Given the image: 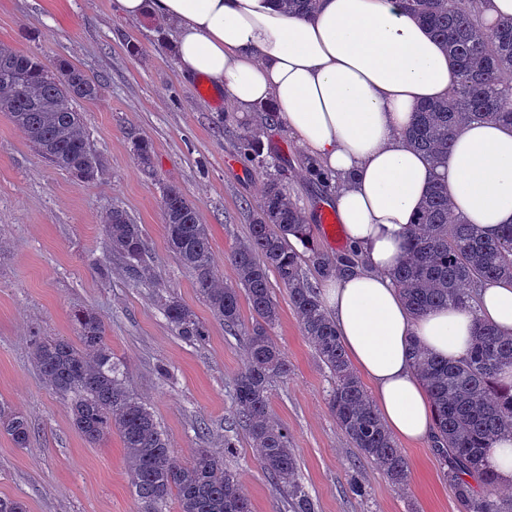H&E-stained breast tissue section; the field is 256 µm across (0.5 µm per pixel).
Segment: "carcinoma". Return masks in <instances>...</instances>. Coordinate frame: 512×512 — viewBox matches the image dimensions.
<instances>
[{
    "label": "carcinoma",
    "instance_id": "1",
    "mask_svg": "<svg viewBox=\"0 0 512 512\" xmlns=\"http://www.w3.org/2000/svg\"><path fill=\"white\" fill-rule=\"evenodd\" d=\"M278 4L285 14L296 16L315 8V0ZM405 7L440 41L461 76L460 87L448 99L424 103L414 112L404 131L410 145L441 161L447 159L453 138L466 121L489 119L511 126L512 104L502 97V90L512 83V19L484 29L478 20L479 0H405ZM102 91L100 80L66 60L49 71L38 58L0 45V111L10 114L45 159L81 182L97 178L100 161L72 102L96 100ZM237 149L251 165L268 166L260 130H244ZM132 153L143 168L152 167L148 142L133 141ZM162 216L171 249L193 274L213 317L239 335L246 359L233 382L231 421L245 428L261 469L286 493L289 512L318 510L299 479L288 428L269 410L273 384L288 378L289 371L270 334L279 320L271 273L288 292L303 334L330 373L328 407L340 430L360 458L374 464L394 486L406 489L408 461L352 368L319 288L307 272L314 265L328 277L338 264L352 262L355 254L329 259L314 250L308 257L298 252L291 239L309 245L311 227L278 177L266 183L247 240L230 253L231 282L215 267L208 225L200 222L196 205L180 187H163ZM104 230L110 249L123 259L135 281L157 287L149 277L143 229L124 207L109 208ZM392 278L414 315L448 304L467 307L476 283L512 279V224L504 225L495 238L479 236L474 225L450 216L448 190L435 184L423 201L418 223L411 225L406 254ZM243 295L253 312L248 324L241 315ZM160 303L176 336L189 344L205 340L208 329L189 307L172 295L160 297ZM72 321L75 342L32 337L35 367L50 389L67 400L71 422L89 444L119 434L142 512H161L171 498L179 512H252L239 474L224 463L237 447L235 439L224 437L222 453L199 448L189 461L177 458L151 408L126 386L101 316L79 308ZM412 359L436 415L432 452L462 512H512V498L496 494L497 477L482 466L484 450L499 436L512 434V384L500 378L504 369L512 368V336L479 323L464 359L448 362L417 346ZM32 433L22 412L0 402V434L15 447L26 448Z\"/></svg>",
    "mask_w": 512,
    "mask_h": 512
}]
</instances>
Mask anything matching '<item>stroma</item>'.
Returning a JSON list of instances; mask_svg holds the SVG:
<instances>
[{
	"instance_id": "1",
	"label": "stroma",
	"mask_w": 512,
	"mask_h": 512,
	"mask_svg": "<svg viewBox=\"0 0 512 512\" xmlns=\"http://www.w3.org/2000/svg\"><path fill=\"white\" fill-rule=\"evenodd\" d=\"M0 44L34 55L49 68L67 60L104 83L101 97L75 102L102 170L85 183L52 167L0 112V401L27 415L28 447L0 435V497L22 499L28 512H138L123 443L112 435L88 444L74 429L64 398L41 379L31 356L33 336L75 339L71 313L90 308L104 320L107 342L124 367L129 390L154 412L175 454L237 447L227 456L253 512H285V498L261 470L242 429H230L233 381L243 366L237 337L215 320L171 250L162 218V187L180 186L207 224L215 264L232 279L228 257L249 230V205L258 204L268 171L246 163L236 147L244 128H262L261 111L242 112L230 101L212 105L197 82L183 78L168 25L146 15L131 20L115 0H0ZM264 155L275 158L286 188L312 226L322 256L348 249L331 242L319 216L329 188L311 175L287 132L262 128ZM148 141L154 169L132 154ZM123 206L141 224L159 289L135 282L107 245L105 213ZM112 268L99 276L97 264ZM177 297L205 322V342L175 336L157 290ZM273 294L280 318L271 334L289 367L272 388L270 410L287 427L302 484L318 512H461L430 445H403L409 485L398 491L371 463L358 461L328 408L331 378L304 336L281 285ZM167 365L168 376L156 368ZM206 423L208 435L196 427ZM365 489L353 495L348 474Z\"/></svg>"
}]
</instances>
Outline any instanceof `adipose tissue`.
<instances>
[{"instance_id": "obj_1", "label": "adipose tissue", "mask_w": 512, "mask_h": 512, "mask_svg": "<svg viewBox=\"0 0 512 512\" xmlns=\"http://www.w3.org/2000/svg\"><path fill=\"white\" fill-rule=\"evenodd\" d=\"M129 19L151 14L176 33L182 76L206 77L242 108L272 104L289 136L330 178L336 220L362 263L325 279L321 299L352 364L372 384L394 437L432 439L435 415L411 342L451 362L476 323L512 334V283L485 282L467 309L412 316L392 269L422 199L445 184L453 215L486 236L512 224V128L475 120L434 164L402 137L417 106L448 98L457 67L399 0H317L283 15L274 0H115Z\"/></svg>"}]
</instances>
